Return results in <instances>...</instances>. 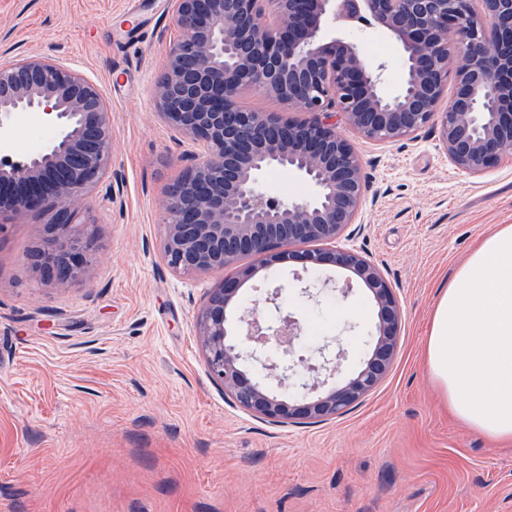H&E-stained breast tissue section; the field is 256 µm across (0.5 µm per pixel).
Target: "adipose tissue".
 <instances>
[{"label": "adipose tissue", "instance_id": "1", "mask_svg": "<svg viewBox=\"0 0 512 512\" xmlns=\"http://www.w3.org/2000/svg\"><path fill=\"white\" fill-rule=\"evenodd\" d=\"M426 365L464 426L512 442V225L498 224L456 267L434 307Z\"/></svg>", "mask_w": 512, "mask_h": 512}]
</instances>
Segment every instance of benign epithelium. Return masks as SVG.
<instances>
[{
    "mask_svg": "<svg viewBox=\"0 0 512 512\" xmlns=\"http://www.w3.org/2000/svg\"><path fill=\"white\" fill-rule=\"evenodd\" d=\"M181 36L168 43L153 97L161 117L200 146L162 205V256L174 272L250 263L207 296L195 321L211 378L241 407L271 422H322L370 393L390 370L400 305L378 269L354 249H305L336 240L364 195L362 163L336 132L342 115L368 140L397 141L429 125L455 168L479 174L512 154V0H174ZM378 29L405 53L397 95L381 91L387 66L365 58L348 31ZM448 108L439 109L449 76ZM245 90L272 96L291 112H252ZM26 114L54 136L16 154V119ZM112 125L101 90L48 57L0 59V218L49 204L48 233L27 267L56 288L82 279L92 235L76 222L88 190L106 173ZM283 169L306 179L310 198L268 195L264 174ZM333 266L358 277L377 306L376 341L356 377L329 385L347 350L312 359L297 354L303 324L287 313L274 324L254 308L237 322L228 308L246 281L274 263ZM279 353L278 391L250 375L253 362ZM301 386L318 394L294 398Z\"/></svg>",
    "mask_w": 512,
    "mask_h": 512,
    "instance_id": "1",
    "label": "benign epithelium"
}]
</instances>
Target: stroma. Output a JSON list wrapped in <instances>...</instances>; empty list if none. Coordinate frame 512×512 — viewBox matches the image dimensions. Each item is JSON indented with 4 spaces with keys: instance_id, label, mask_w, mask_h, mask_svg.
Masks as SVG:
<instances>
[{
    "instance_id": "obj_1",
    "label": "stroma",
    "mask_w": 512,
    "mask_h": 512,
    "mask_svg": "<svg viewBox=\"0 0 512 512\" xmlns=\"http://www.w3.org/2000/svg\"><path fill=\"white\" fill-rule=\"evenodd\" d=\"M0 0V54L72 67L96 84L112 121V167L78 214L95 234L83 282L58 290L24 269L48 206L0 224V512H512V444L467 430L424 365L433 306L471 245L512 224V156L478 175L449 161L435 126L392 143L336 130L359 153L364 202L337 247L373 262L401 308L383 381L336 418L279 425L238 406L210 378L193 325L224 278L173 273L159 208L195 145L159 116L152 87L178 36L172 0ZM382 45L384 82L403 76ZM352 283L348 297L338 289ZM279 289L274 300L266 293ZM364 315L347 317L348 303ZM293 313L342 336L353 377L377 307L360 280L330 267L276 264L229 307Z\"/></svg>"
}]
</instances>
